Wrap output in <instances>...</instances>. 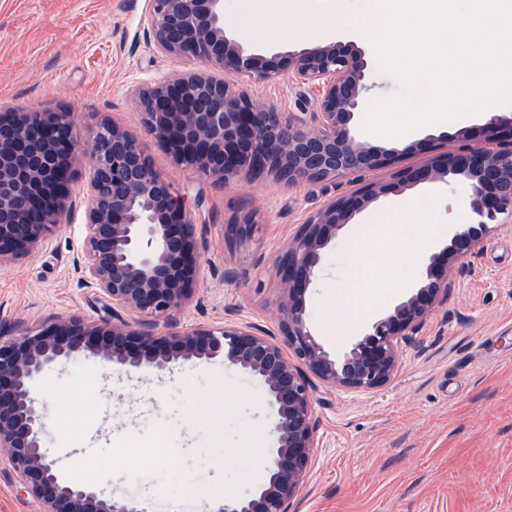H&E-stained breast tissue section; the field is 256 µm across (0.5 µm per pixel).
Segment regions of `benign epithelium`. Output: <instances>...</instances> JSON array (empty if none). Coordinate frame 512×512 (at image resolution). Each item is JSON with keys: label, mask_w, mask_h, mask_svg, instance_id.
Wrapping results in <instances>:
<instances>
[{"label": "benign epithelium", "mask_w": 512, "mask_h": 512, "mask_svg": "<svg viewBox=\"0 0 512 512\" xmlns=\"http://www.w3.org/2000/svg\"><path fill=\"white\" fill-rule=\"evenodd\" d=\"M148 47L164 56L198 61L258 81L288 70L301 89L321 92L317 110L281 112L206 70L179 72L136 92L144 128L173 162L216 184L270 178L299 184L354 186L323 201L277 258L281 296L278 333L232 321L221 329L173 330L196 271L192 207L153 164L141 140L115 123L89 130L90 174L83 189L84 246L77 270L90 288L112 300V319L79 315L48 321L20 338L0 339V448L21 491L44 512H144L136 501L103 499L59 475L42 450V414L31 382L43 367L80 349L135 370H162L174 359L218 357L255 378L265 392L272 446L264 481L247 497L213 512H296L306 486L316 421L314 374L330 388L369 391L396 373L399 347L412 342L425 318L448 301V256L472 255L484 239L512 223V117L484 115L483 139L439 151L448 137L429 136L402 150L368 145L354 132L372 89L367 60L352 43H324L280 54L284 62L248 48L224 27V0H144ZM80 138L73 114L0 113V259L26 254L66 211ZM433 154L397 166L404 154ZM388 179L366 180L374 171ZM467 180L469 220L423 262L412 291L373 320L341 354L312 332L305 292L336 232L389 191L423 183ZM258 226L247 214L224 225L232 244L249 242Z\"/></svg>", "instance_id": "1"}]
</instances>
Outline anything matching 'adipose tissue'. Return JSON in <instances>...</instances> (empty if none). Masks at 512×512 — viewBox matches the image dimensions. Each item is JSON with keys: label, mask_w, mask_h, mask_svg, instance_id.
I'll list each match as a JSON object with an SVG mask.
<instances>
[{"label": "adipose tissue", "mask_w": 512, "mask_h": 512, "mask_svg": "<svg viewBox=\"0 0 512 512\" xmlns=\"http://www.w3.org/2000/svg\"><path fill=\"white\" fill-rule=\"evenodd\" d=\"M431 201L417 198L372 216L370 223L356 225L351 234V241L360 250L386 248L391 237L406 232L413 223L429 218Z\"/></svg>", "instance_id": "obj_1"}]
</instances>
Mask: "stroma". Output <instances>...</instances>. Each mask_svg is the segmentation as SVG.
<instances>
[{"label": "stroma", "instance_id": "1", "mask_svg": "<svg viewBox=\"0 0 512 512\" xmlns=\"http://www.w3.org/2000/svg\"><path fill=\"white\" fill-rule=\"evenodd\" d=\"M279 20L269 38L253 0H224V21L253 50L288 49L283 36L305 29L307 44L337 39L326 22L331 0ZM143 0H0V107L15 112L65 110L80 130L109 119L144 140L173 187L194 201L198 274L179 329L219 328L225 321L276 329L280 297L276 258L310 213L341 189L288 186L266 178L216 185L175 165L144 135L133 91L185 68L150 51ZM240 86L282 112L296 109L288 76ZM411 195L430 197V221L399 242L415 248L429 234L444 246L464 223L465 180L424 183ZM254 214L261 230L228 248L224 224ZM75 208L31 252L0 263V328L21 335L73 314L96 321L112 312L74 270L84 237ZM368 284L381 315L410 291L417 270L386 274L369 260ZM447 303L427 317L404 346L394 377L361 392L317 387V446L297 512H512V229L490 234L464 264L449 261ZM358 270L349 229L338 231L305 294L310 324L325 347L341 352L362 334L358 321L336 324L332 288ZM44 404L45 453L68 483L102 498L133 497L146 512H208L251 493L263 480L260 460L271 444L263 392L218 360L145 364L134 373L88 351L47 365L32 382ZM0 512H42L19 490L0 450Z\"/></svg>", "mask_w": 512, "mask_h": 512}]
</instances>
